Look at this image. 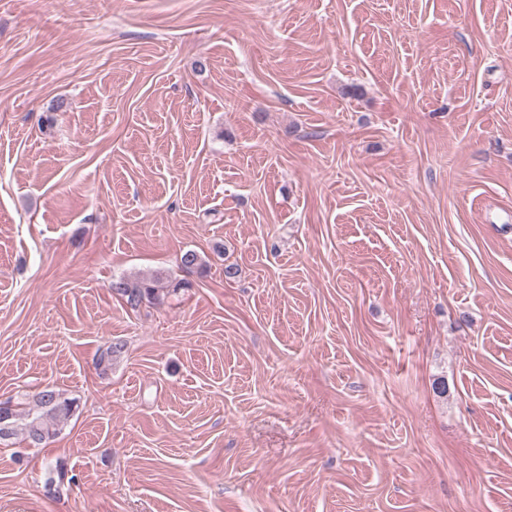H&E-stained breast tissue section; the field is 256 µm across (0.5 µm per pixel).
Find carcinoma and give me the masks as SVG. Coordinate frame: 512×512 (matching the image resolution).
Returning <instances> with one entry per match:
<instances>
[{
	"instance_id": "cac0c4a2",
	"label": "carcinoma",
	"mask_w": 512,
	"mask_h": 512,
	"mask_svg": "<svg viewBox=\"0 0 512 512\" xmlns=\"http://www.w3.org/2000/svg\"><path fill=\"white\" fill-rule=\"evenodd\" d=\"M188 286L189 283L184 281L169 289L161 285L158 277L134 281L120 279L112 283V291L126 298L130 306L137 307L145 301L159 302L170 291ZM35 406L36 412L25 416L14 408L10 409L6 428L0 427V440L10 439L21 432L25 440L34 447L46 443L54 435L52 428L67 424L75 416L79 410V400L47 387L36 395Z\"/></svg>"
}]
</instances>
